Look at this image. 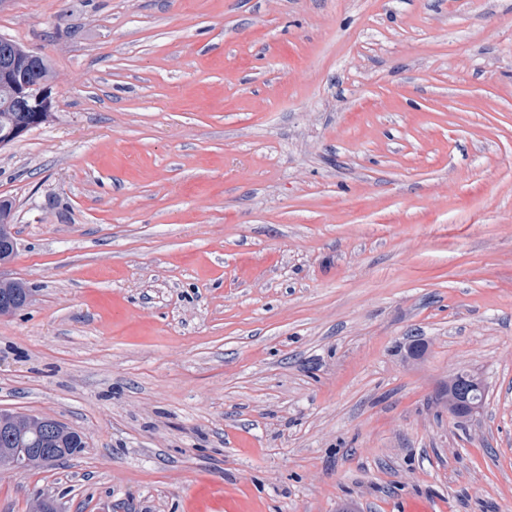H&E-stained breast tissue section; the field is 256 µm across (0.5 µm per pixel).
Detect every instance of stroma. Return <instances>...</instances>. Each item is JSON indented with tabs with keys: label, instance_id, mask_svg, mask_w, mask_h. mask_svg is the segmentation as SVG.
I'll return each mask as SVG.
<instances>
[{
	"label": "stroma",
	"instance_id": "35a3bbf8",
	"mask_svg": "<svg viewBox=\"0 0 512 512\" xmlns=\"http://www.w3.org/2000/svg\"><path fill=\"white\" fill-rule=\"evenodd\" d=\"M0 512H512V0H0ZM483 375L451 419L450 372ZM10 42L11 54L22 61L21 66L16 68L17 60L13 56L7 54L0 58V74H9L6 78H0V136L8 131L12 126L28 121L34 118L37 125L45 124L51 116V103L40 112L41 104L46 102L50 97V90L47 88L40 89L37 93L31 89L39 88L36 81L42 86L49 85L50 71L48 60L40 55H36L26 50L23 46L8 39ZM34 77L30 81H23L17 87L16 100L19 102L21 112H17L16 102L14 98L15 86L25 77ZM34 126V127H35ZM29 127L14 129L11 133L3 135V141L16 140L26 133ZM64 427L69 430L68 433L58 434L51 438H40L37 440L38 445L27 448H38L40 454L52 457L49 463H56L77 456L84 451L85 441L78 431L66 425Z\"/></svg>",
	"mask_w": 512,
	"mask_h": 512
}]
</instances>
